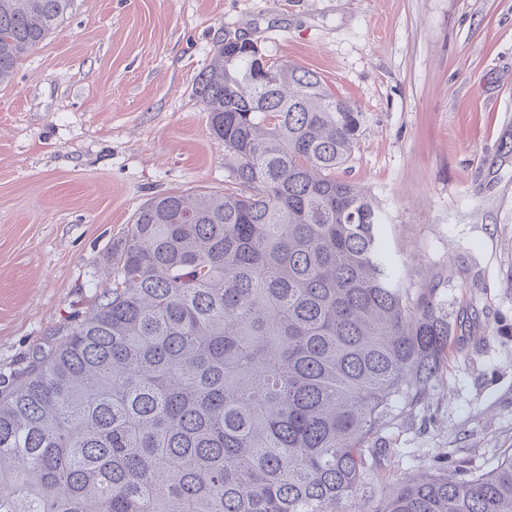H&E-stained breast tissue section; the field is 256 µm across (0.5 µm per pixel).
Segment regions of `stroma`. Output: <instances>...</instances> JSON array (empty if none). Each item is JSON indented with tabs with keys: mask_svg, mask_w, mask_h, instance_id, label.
I'll return each instance as SVG.
<instances>
[{
	"mask_svg": "<svg viewBox=\"0 0 512 512\" xmlns=\"http://www.w3.org/2000/svg\"><path fill=\"white\" fill-rule=\"evenodd\" d=\"M228 32L359 107L339 175L460 325L440 385L372 437L369 487L451 448L488 470L512 449V0H75L0 86V373L95 310L148 199L223 189L194 87Z\"/></svg>",
	"mask_w": 512,
	"mask_h": 512,
	"instance_id": "obj_1",
	"label": "stroma"
}]
</instances>
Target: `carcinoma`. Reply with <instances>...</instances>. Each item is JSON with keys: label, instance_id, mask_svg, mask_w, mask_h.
<instances>
[{"label": "carcinoma", "instance_id": "carcinoma-1", "mask_svg": "<svg viewBox=\"0 0 512 512\" xmlns=\"http://www.w3.org/2000/svg\"><path fill=\"white\" fill-rule=\"evenodd\" d=\"M74 0H0V84ZM230 181L139 208L112 289L0 374V512H512V452L364 491L371 436L441 382L455 326L369 195L362 112L225 35L197 80Z\"/></svg>", "mask_w": 512, "mask_h": 512}]
</instances>
